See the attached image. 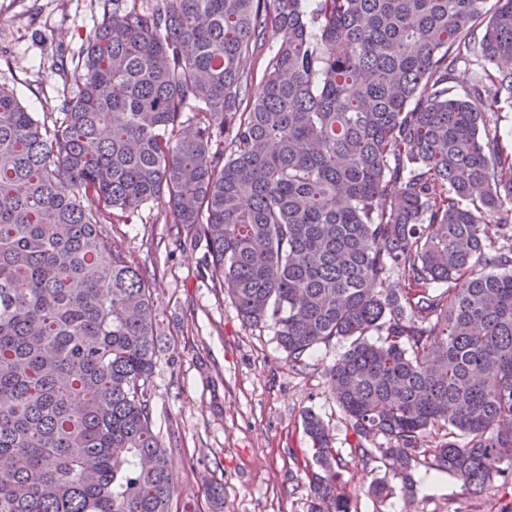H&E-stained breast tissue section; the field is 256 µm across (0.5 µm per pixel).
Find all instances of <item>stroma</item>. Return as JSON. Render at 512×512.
I'll return each mask as SVG.
<instances>
[{"instance_id":"35a3bbf8","label":"stroma","mask_w":512,"mask_h":512,"mask_svg":"<svg viewBox=\"0 0 512 512\" xmlns=\"http://www.w3.org/2000/svg\"><path fill=\"white\" fill-rule=\"evenodd\" d=\"M103 0H0V85L32 112H45L75 91L51 73L52 56L71 59L102 19ZM102 233L146 271L153 288L163 351L153 388V418L171 444V512H308L307 474L314 467L302 416L313 411L342 455L343 489L352 512H512V490L474 496L448 474L414 473L413 496H367L374 478L352 447L328 372L345 351L320 345L291 366L273 329L243 323L231 301L201 276L203 246L179 247L164 205L139 217L102 224Z\"/></svg>"}]
</instances>
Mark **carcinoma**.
Listing matches in <instances>:
<instances>
[{"mask_svg": "<svg viewBox=\"0 0 512 512\" xmlns=\"http://www.w3.org/2000/svg\"><path fill=\"white\" fill-rule=\"evenodd\" d=\"M488 2L112 0L51 57L76 94L40 118L0 86V512H170L151 286L99 229L151 202L289 364L349 341L330 377L384 468L370 496L420 465L512 485V141L487 108L512 98V0ZM303 425L309 512H352ZM276 47V39L269 37L263 49L258 53L255 58L248 63L246 71L248 75V83L252 82L253 85L258 84L262 78L264 69L268 60L272 55V49Z\"/></svg>", "mask_w": 512, "mask_h": 512, "instance_id": "obj_1", "label": "carcinoma"}]
</instances>
